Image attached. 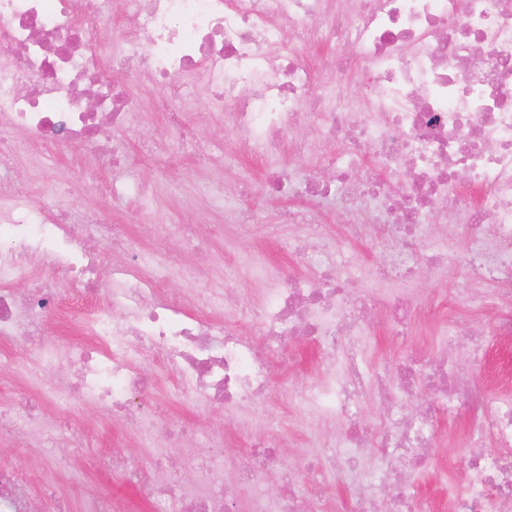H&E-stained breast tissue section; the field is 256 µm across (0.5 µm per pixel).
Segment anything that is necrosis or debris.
<instances>
[{
    "label": "necrosis or debris",
    "instance_id": "obj_1",
    "mask_svg": "<svg viewBox=\"0 0 512 512\" xmlns=\"http://www.w3.org/2000/svg\"><path fill=\"white\" fill-rule=\"evenodd\" d=\"M122 15L133 24L115 46L107 24ZM300 43L334 53L335 82H318ZM106 70L145 74L175 141L196 152L201 143L188 141L178 106L206 87L208 111L227 113L239 134L237 152L264 160L274 192L301 198L288 218L310 236L282 247L314 276L256 260L261 296L249 309L233 293L172 292L171 278L198 276L184 249L206 241L194 225H177L159 255L110 217L49 213L38 190L17 183L11 159L20 147L36 163L65 142L129 164L109 134L129 125L131 104ZM356 82L365 96L352 95ZM90 91L99 97L92 111L83 104ZM0 121L22 136L0 142V339L12 346L0 387L15 375L35 383L0 404V437L29 440L51 472L59 461L43 436L55 410L110 409L156 458L104 453L95 472L135 488L151 512H228L243 484L249 512H512V393L475 384L456 360L483 358L490 338H512V0H0ZM301 126L314 129L315 142L291 138ZM315 150L327 177L298 167ZM284 153L294 168L279 166ZM331 206L349 216L345 240L381 244L375 282L330 247L316 216ZM444 223L469 245L460 259L469 277L495 288L485 302L465 298L490 311L487 330H462L447 300L420 305L411 294L419 266L445 264L432 234ZM95 241L114 257L105 279ZM34 262L72 273L74 288L65 294L29 278ZM23 277L28 290L15 291ZM377 308L394 336L407 335L413 313L434 323L419 364L366 367V313ZM242 320L253 336L238 330ZM294 343L315 346L321 359L317 379L294 394L301 412L338 424L315 436L316 454L299 450L300 467L312 487L345 484L344 500L310 497L293 482L270 494L281 451L260 437L240 458L242 484L225 481L224 436L205 425L212 410L234 416L276 398L267 364ZM58 365L71 371L66 382L46 381ZM156 369L173 374L170 399L190 401L195 420L161 406ZM424 384L425 408L407 415L402 395ZM368 394L383 412L366 428L359 413ZM459 413L463 461L430 462L444 440L440 420ZM188 435L205 450L172 471L165 462ZM489 441L496 449L487 453ZM368 448L378 462L369 480L361 474ZM431 470L441 484L435 498L419 489ZM29 483L0 464V512H34Z\"/></svg>",
    "mask_w": 512,
    "mask_h": 512
}]
</instances>
